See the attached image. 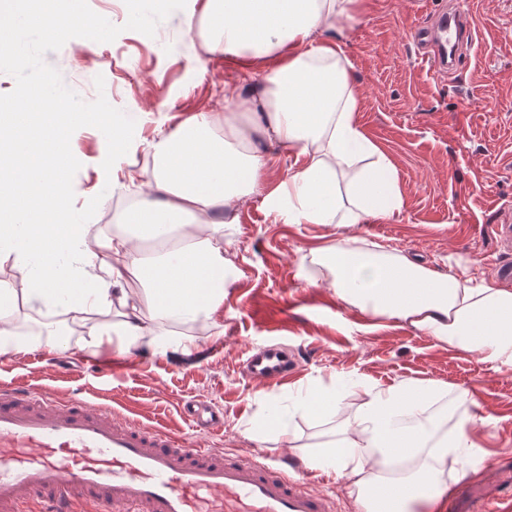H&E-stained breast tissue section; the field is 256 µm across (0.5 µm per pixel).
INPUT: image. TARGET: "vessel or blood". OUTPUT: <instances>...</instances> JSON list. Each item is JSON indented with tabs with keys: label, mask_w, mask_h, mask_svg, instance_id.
Returning <instances> with one entry per match:
<instances>
[{
	"label": "vessel or blood",
	"mask_w": 512,
	"mask_h": 512,
	"mask_svg": "<svg viewBox=\"0 0 512 512\" xmlns=\"http://www.w3.org/2000/svg\"><path fill=\"white\" fill-rule=\"evenodd\" d=\"M475 20L457 6L439 12L419 41L436 73L449 74L473 45ZM294 367L287 349L248 353L243 371L267 385ZM198 433L224 427L208 401L182 407ZM512 479L490 490L448 492L450 512H498ZM0 512H335L305 478L254 455H226L162 427L123 416L80 393H35L0 384Z\"/></svg>",
	"instance_id": "vessel-or-blood-1"
}]
</instances>
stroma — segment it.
<instances>
[{"mask_svg":"<svg viewBox=\"0 0 512 512\" xmlns=\"http://www.w3.org/2000/svg\"><path fill=\"white\" fill-rule=\"evenodd\" d=\"M90 8L121 34L92 48L67 42L45 62L87 102L105 95L125 112L143 113L130 178L113 185L103 176L107 142L96 128L74 132L72 202L84 223L109 235L107 210L114 197L135 198L153 177L146 143L154 120L165 130L184 118L214 112L224 91L247 74L221 56L205 54L182 11L162 21L154 36L125 29L127 9L118 0H88ZM448 0H363L343 22V41L361 97L366 133L393 159L405 207L393 220L351 227L285 224L252 195L239 221L224 227V255L233 283L211 325H184L197 352L178 359L147 347L133 350L137 367L105 376L93 369L62 376L42 356L44 311L20 309L14 320L23 354L0 355V382L35 392L80 389L91 401L111 405L142 423L162 426L189 440L197 434L181 406L206 399L224 412V429L206 437L208 447L250 453L274 463L299 461L330 447L363 401L367 385L389 387L405 380L433 382L447 395L430 409L439 425L468 420L478 445L475 470L512 463V366H496L400 323L379 321L341 302L328 287L314 249L363 239L368 248L398 250L440 272L467 267L470 275L499 280L512 250L499 226L512 213V0H470L477 30L461 69L439 78L421 58L416 29L427 26ZM103 76L104 89L95 86ZM283 342L299 355L296 377L280 386L246 378L239 371L252 346ZM339 388L337 408L284 418L290 442L267 433L249 439L269 404L288 409L309 390ZM470 400H457L458 391Z\"/></svg>","mask_w":512,"mask_h":512,"instance_id":"35a3bbf8","label":"stroma"}]
</instances>
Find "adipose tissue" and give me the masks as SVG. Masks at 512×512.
<instances>
[{"label": "adipose tissue", "instance_id": "1", "mask_svg": "<svg viewBox=\"0 0 512 512\" xmlns=\"http://www.w3.org/2000/svg\"><path fill=\"white\" fill-rule=\"evenodd\" d=\"M179 2L187 21L206 24L207 53L257 67L258 79L233 93L235 111L199 113L153 137V178L124 211L123 232L92 236L71 204L72 115L51 87L0 113V264L20 265L28 281L22 290L0 281V355L23 350L11 325L24 304L77 319L113 308L119 322L90 326L91 346L114 335L123 351L146 345L191 356L193 343L173 333L147 335L146 315L197 323L223 306L224 227L263 184L266 145L302 158L266 197L282 223L339 228L401 212L396 166L360 122L336 33L358 0ZM315 256L347 305L512 366V290L404 253L336 246ZM99 263L105 275L95 274ZM442 393L413 380L366 390L342 437L306 466L346 477L358 512H382L375 494L395 485L404 495L391 512H444L443 477L452 465L469 470L474 442L467 421L445 437L421 421Z\"/></svg>", "mask_w": 512, "mask_h": 512}]
</instances>
